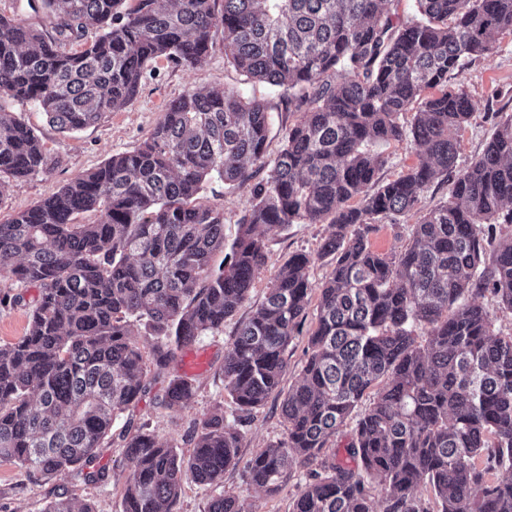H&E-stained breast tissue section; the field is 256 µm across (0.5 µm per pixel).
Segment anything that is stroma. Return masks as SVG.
<instances>
[{
	"label": "stroma",
	"mask_w": 512,
	"mask_h": 512,
	"mask_svg": "<svg viewBox=\"0 0 512 512\" xmlns=\"http://www.w3.org/2000/svg\"><path fill=\"white\" fill-rule=\"evenodd\" d=\"M456 81L467 90L475 106L470 122L457 135V165L462 168L481 155L497 128L498 119L488 111V101L498 100L512 114V34H500L490 53L465 61ZM205 86L234 88L247 97L275 99L279 96L277 88L266 84H241L238 75L225 65L223 45L218 42L207 62L197 68L177 67L163 59L154 62L133 102L113 109L95 125L75 133H62L53 128L35 103L7 101V111L18 115L34 129L52 164L49 170L37 176L10 181L6 191L0 194V218L31 208L78 174L98 167L112 154L142 145L172 99ZM447 194V185L432 184L423 192L418 212L401 218L396 224L387 220L378 223L370 236L373 248L386 253L403 249L411 240L412 226L420 213L445 200ZM204 197L223 208L224 242L232 244L237 233L236 221L251 197L249 187L229 192L222 183L212 182L207 185ZM331 232L327 224H291L269 231L267 262L257 274L247 300L234 319L225 323L223 331L198 337L192 345L194 351L205 356L206 365L195 375L196 392L191 403L181 409L161 406L159 400L168 380L159 378L150 393L127 411L132 424H149L159 438L172 441L179 452L187 456L193 450V432L206 413L220 405L225 415H232L234 406L224 389L222 367L224 351L238 321L247 319L263 301L271 279L293 254L314 255L316 261L310 267V279L316 284L325 280L331 267L328 261L317 259L316 253ZM4 294L11 296L12 301L0 304V343L14 342L24 336L38 291L18 285L9 274L0 272V296ZM285 436L281 400L270 397L245 428L241 460H249L266 445ZM99 461L106 468L108 479L96 484L78 477L63 480L53 477L34 482L25 469L9 464L0 466V512H44L47 503L57 497L70 499L77 505L93 503L96 512H120L124 479L133 463L116 444L102 449ZM300 479V473H293L283 490L272 496L249 485L240 467L227 470L223 484L218 486H200L187 478L171 512H205L212 498L225 494L244 500L248 512H291Z\"/></svg>",
	"instance_id": "1"
}]
</instances>
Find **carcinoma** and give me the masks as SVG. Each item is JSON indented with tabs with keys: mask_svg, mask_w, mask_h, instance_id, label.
<instances>
[{
	"mask_svg": "<svg viewBox=\"0 0 512 512\" xmlns=\"http://www.w3.org/2000/svg\"><path fill=\"white\" fill-rule=\"evenodd\" d=\"M388 2L41 0L49 30L0 14V99L36 102L61 132L132 102L158 59L201 66L219 26L244 82L282 89L275 104L227 87L187 91L141 146L0 220V271L39 290L26 335L0 344V465L105 481L96 461L115 419L149 393L152 370L235 315L266 263L265 232L327 222L317 256L281 266L224 353L234 424L216 407L187 458L145 425L118 434L134 462L121 512H171L187 475L224 481L242 427L282 393L288 347L310 316L307 359L281 402L287 437L246 462L251 485L272 495L307 469L291 512H512V336L472 300L488 294L512 313V235H497L512 224V115L459 169L456 135L474 105L448 88L464 60L512 33V0H416L406 20ZM280 107L303 119L272 156ZM391 141L419 163L382 182L386 160L370 146ZM48 166L38 136L0 105V194L2 178ZM213 178L227 190L253 184L227 254L224 209L203 202ZM437 179L448 199L413 225L412 242L374 251L375 222L416 210ZM85 213L96 220L80 222ZM316 257L332 263L318 286ZM132 320L153 341L150 360ZM193 394L194 380L176 376L164 403ZM349 422L342 462L324 449ZM207 512L245 508L225 495Z\"/></svg>",
	"mask_w": 512,
	"mask_h": 512,
	"instance_id": "cac0c4a2",
	"label": "carcinoma"
}]
</instances>
